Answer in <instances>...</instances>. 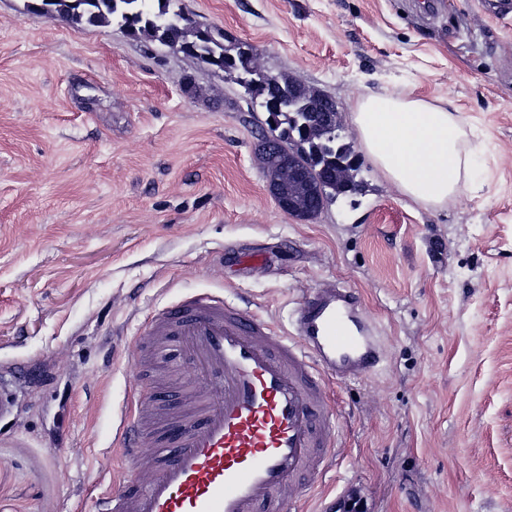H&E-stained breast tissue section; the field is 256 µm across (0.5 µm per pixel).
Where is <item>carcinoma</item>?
Here are the masks:
<instances>
[{"instance_id":"cac0c4a2","label":"carcinoma","mask_w":512,"mask_h":512,"mask_svg":"<svg viewBox=\"0 0 512 512\" xmlns=\"http://www.w3.org/2000/svg\"><path fill=\"white\" fill-rule=\"evenodd\" d=\"M28 8L86 27L118 26L129 36L178 50L201 65L244 75L248 92L262 98L260 107L273 120V130L279 131L278 142L307 170L311 181L321 185L322 204L341 195L359 194L365 188L353 161V146L343 141L340 126L312 124L310 115L324 106V97L308 95L283 76L270 83L253 68V50L225 44L221 30L204 28L187 16L174 26L167 24L164 17L169 14L170 0H31ZM338 159L346 164V184L334 188L320 184Z\"/></svg>"}]
</instances>
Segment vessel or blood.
Masks as SVG:
<instances>
[{
  "instance_id": "vessel-or-blood-1",
  "label": "vessel or blood",
  "mask_w": 512,
  "mask_h": 512,
  "mask_svg": "<svg viewBox=\"0 0 512 512\" xmlns=\"http://www.w3.org/2000/svg\"><path fill=\"white\" fill-rule=\"evenodd\" d=\"M291 324L209 292L153 310L141 343L166 382L121 415L117 439L129 459L151 449L157 473L142 486L123 471L96 512H284L279 490L315 478L332 452L323 377L358 379L384 357L353 289L316 290Z\"/></svg>"
}]
</instances>
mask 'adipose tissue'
<instances>
[{
    "label": "adipose tissue",
    "mask_w": 512,
    "mask_h": 512,
    "mask_svg": "<svg viewBox=\"0 0 512 512\" xmlns=\"http://www.w3.org/2000/svg\"><path fill=\"white\" fill-rule=\"evenodd\" d=\"M362 148L412 202L447 204L471 174L457 116L413 96L372 95L353 114Z\"/></svg>",
    "instance_id": "ef3b65f1"
}]
</instances>
